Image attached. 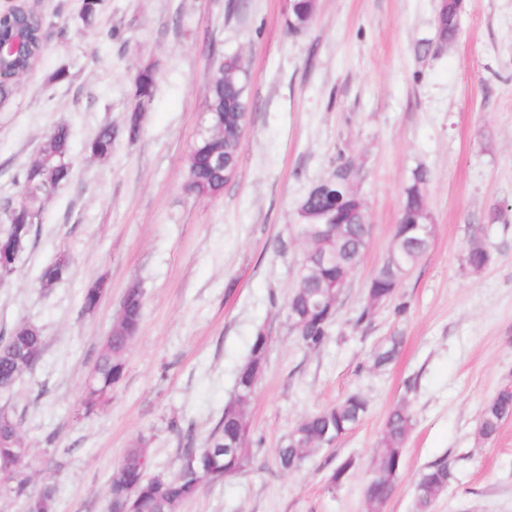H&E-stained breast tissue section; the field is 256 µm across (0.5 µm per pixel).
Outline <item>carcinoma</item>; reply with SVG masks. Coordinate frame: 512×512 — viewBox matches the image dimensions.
Masks as SVG:
<instances>
[{
  "label": "carcinoma",
  "mask_w": 512,
  "mask_h": 512,
  "mask_svg": "<svg viewBox=\"0 0 512 512\" xmlns=\"http://www.w3.org/2000/svg\"><path fill=\"white\" fill-rule=\"evenodd\" d=\"M103 0H82L80 19L91 26L98 19ZM454 4L448 10L438 9L437 37L452 41L458 32L454 20ZM29 49L19 59L4 63L5 77L0 79V106L7 104L21 76L38 62L45 48L40 42L38 25L28 29ZM238 56L228 55L212 73L204 95L200 128L188 156V182L192 193L200 198H213L223 190L227 179L224 169L238 163L241 131L247 119L246 76L239 70ZM155 72L150 68L138 70L131 81V100L124 133L135 139L141 131L142 112L153 98ZM118 131L110 126L98 130L87 145L88 152L99 158L112 155ZM73 174L72 131L65 125L56 127L46 138L39 156L25 167L16 180L21 183L20 200L0 206V222L7 225L0 241H16L14 250L0 256V278L10 276L24 246L29 242L33 226L40 222L45 203L65 186ZM360 182L363 171L353 160L341 157L323 181L314 185L300 200L298 207L318 216L315 224L290 225L295 240L305 247L303 261L297 273L287 310L295 327L298 342L311 351L320 350L329 338L336 316V295L328 288L336 275L352 270L365 254L370 240V225L366 224L364 205L347 198H336V182ZM425 186L427 174L413 173L412 184L405 192L401 218L407 223L420 207V200L411 195L414 184ZM336 224L333 237L323 233L324 225ZM433 225L425 224L420 233L394 243L393 249L404 254V264L398 269L385 261L369 281L364 305L359 309L356 323L371 319L376 309L396 297L401 279L426 254ZM491 256L487 246L473 237L464 257L469 271L479 273ZM66 255H58L41 272L44 287L51 288L69 272ZM103 285L95 281L83 289L82 308L94 310L102 296ZM144 316L143 292L131 288L127 292L124 314L116 319L112 332L105 338L92 372V381L83 402L84 413H91L107 400L112 388L121 380L126 369L129 345L138 335ZM402 337L393 335L372 355V366L379 370L390 364L402 348ZM269 336L259 329L252 336L246 358L239 364L232 397L224 404L223 415L203 448H187L179 458L172 474L151 473L139 467V461L150 463L148 441L140 439L126 449L119 467L108 484L110 512H180L182 505L202 489L200 479L215 474L229 481L244 474L252 460L250 426L247 409L254 397L256 378L264 370ZM44 350V337L39 328L22 323L6 339H0V393L12 391L19 377L33 368ZM369 399L354 392L316 413L304 417L288 433L275 459L284 471L300 467L326 448L324 436H343L352 430L368 413ZM512 418V389L502 388L483 407L478 428L484 440L492 439L501 424ZM413 415L404 402L388 413L384 429L376 445L371 479L365 489L366 512H381L398 483L405 465V444L413 430ZM30 448L25 442L17 421L0 424V463L11 468L8 493L34 499L40 512H55V488L45 486L35 496L30 494L32 481ZM451 474L448 465L436 463L423 469L415 482L417 512H430L436 500L447 490ZM138 488L134 505H129L128 489Z\"/></svg>",
  "instance_id": "1"
}]
</instances>
